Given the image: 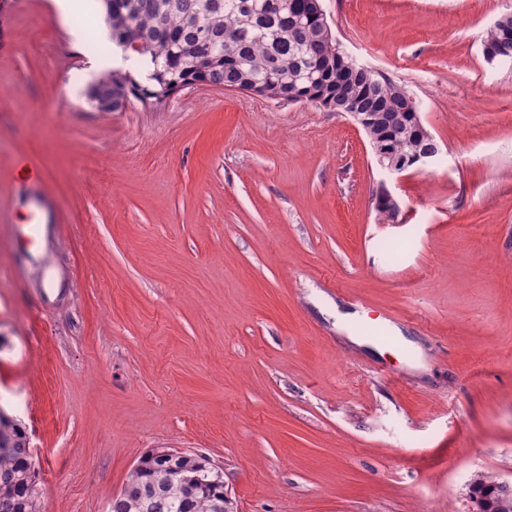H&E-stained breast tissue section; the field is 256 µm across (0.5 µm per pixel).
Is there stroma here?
I'll use <instances>...</instances> for the list:
<instances>
[{
  "instance_id": "35a3bbf8",
  "label": "stroma",
  "mask_w": 512,
  "mask_h": 512,
  "mask_svg": "<svg viewBox=\"0 0 512 512\" xmlns=\"http://www.w3.org/2000/svg\"><path fill=\"white\" fill-rule=\"evenodd\" d=\"M322 5L440 146L397 223L350 117L207 86L99 111V0H0V407L41 512H106L156 448L208 457L234 512H473L475 474L512 483V62L481 51L512 0ZM378 311L398 346L360 335Z\"/></svg>"
}]
</instances>
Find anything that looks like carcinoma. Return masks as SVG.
Instances as JSON below:
<instances>
[{
  "instance_id": "carcinoma-1",
  "label": "carcinoma",
  "mask_w": 512,
  "mask_h": 512,
  "mask_svg": "<svg viewBox=\"0 0 512 512\" xmlns=\"http://www.w3.org/2000/svg\"><path fill=\"white\" fill-rule=\"evenodd\" d=\"M112 40L123 45L136 35L140 64L149 68L148 83L112 70L89 89L104 112L123 109L134 97L158 105L192 85H217L253 92L283 102H311L334 112H363L372 137L405 161L440 149L420 129V105L407 86L365 67L344 54L330 26L313 18L320 0H296L271 14L267 0H99ZM512 15L487 30L482 49L500 51L512 61ZM174 467L201 477L189 492L178 482L160 480ZM475 512H512V483L479 474L471 485ZM41 493L28 436L21 422L0 408V512H41ZM224 477L205 456H142L124 488L112 497L111 512H228Z\"/></svg>"
}]
</instances>
